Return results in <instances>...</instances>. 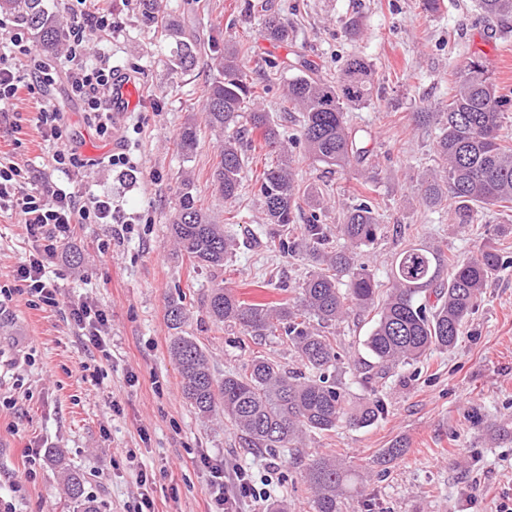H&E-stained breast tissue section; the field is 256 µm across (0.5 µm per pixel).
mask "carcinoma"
Here are the masks:
<instances>
[{
	"mask_svg": "<svg viewBox=\"0 0 512 512\" xmlns=\"http://www.w3.org/2000/svg\"><path fill=\"white\" fill-rule=\"evenodd\" d=\"M157 0H142L144 20L161 29L170 44L171 69L193 70L205 44L184 36L174 17L157 15ZM480 10L498 18L512 17V0H478ZM13 19L49 52L66 40V29L48 11L45 0H0V12ZM263 24L274 42L288 40V27L274 14ZM296 70L286 92L288 111L301 114V140L309 158L345 171L367 162L369 150L347 126L346 110L373 99V74L369 61L348 57L336 80H325L311 65L296 58L286 63ZM216 76L207 88V125L226 132L213 182L224 201L238 198L242 190L243 144L259 136L264 147L280 162L268 165L257 181L269 248L291 252L308 262L310 271L298 287L297 296L276 306L247 303L224 283L215 284L207 296L209 316L218 323L239 327L252 338L274 336L284 329L288 341L305 368L294 372L280 362L257 355L243 371L218 378L205 350L191 336H175L170 348L180 366L182 393L202 417L218 411L241 433L249 450L286 448L307 432L326 433L341 424L367 427L385 413L377 396V385L400 364L417 361L435 348L449 349L458 343L465 319L472 312L488 281L507 268L502 251L482 247L477 254L457 260L439 247L410 244L392 262V288L377 302L378 283L369 266L358 261V250L377 239L379 224L373 205L364 200L349 207L337 226L345 245L331 246L330 233L310 214L301 224L303 206L316 208L318 195L295 179L288 148L281 141L277 122L259 108L256 85L242 70L240 50L224 47L214 58ZM502 97L481 55L470 58L457 74L453 94L441 112H419L418 119L442 126L436 153L443 161L417 184L422 204L433 209L443 198L453 200L454 219L459 224L475 223L477 208L512 204V146L501 134ZM198 142L197 126L182 127L178 146L189 157ZM170 233L179 251L193 265L224 270L235 237L224 225L212 222L204 212L190 182L178 194ZM348 277L340 287V275ZM435 301H430V297ZM377 309V318L365 340L374 358L371 371L360 384L369 390L356 398L336 377L340 354L333 338L310 326L307 318L318 319L323 329L344 321L354 311ZM48 457L58 468L64 494L72 512H100L86 494L83 474L63 462L51 448ZM304 478L313 493L315 512H342L349 470L331 455L309 460Z\"/></svg>",
	"mask_w": 512,
	"mask_h": 512,
	"instance_id": "1",
	"label": "carcinoma"
}]
</instances>
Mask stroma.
Listing matches in <instances>:
<instances>
[{"label": "stroma", "mask_w": 512, "mask_h": 512, "mask_svg": "<svg viewBox=\"0 0 512 512\" xmlns=\"http://www.w3.org/2000/svg\"><path fill=\"white\" fill-rule=\"evenodd\" d=\"M110 7L121 29L108 48L135 78L141 100L125 120L140 128L131 143L137 169L130 177L106 167L88 174V186L111 196L117 221L84 225L62 247L56 284L61 299L87 296L106 311L111 355L88 346L54 308L21 304L0 314V512H68L47 459L52 448L84 473L100 512H126L142 471L152 479L155 512H205L209 473L198 462L204 452L223 458L227 470L243 467L265 482L268 500L244 504V512H269L276 502L287 512H314L303 468L322 454L355 472L344 512H512V267L487 283L454 348L395 369L379 390L386 410L377 423L309 432L272 453L242 448L223 416L201 417L184 399L166 317L168 301H181L182 333L204 347L217 376L242 370L256 352L299 365L286 337L257 345L209 317L213 274L178 255L169 231L187 179L216 221L230 213L249 232V243L238 244L224 267V284L240 299L289 300L309 270L302 258L263 245L261 204L251 188L275 155L245 149L243 190L234 202H224L215 189L224 137L204 127L203 111L210 58L228 43L246 47L245 65L264 87L259 104L288 139L298 135L300 118L282 110L291 74L278 63L298 54L329 79L350 55L372 64L373 101L347 112L348 125L366 138L376 162L369 176L306 159L298 145L291 151L299 179L325 194L319 216L328 229L358 197L373 202L382 233L359 259L380 285L388 283L393 255L410 243L440 244L459 259L489 244L512 258V233H495L498 225H512L511 210L486 207L464 228L448 208L427 209L414 192L437 164L438 134L435 124L419 123L415 115L447 104L472 56L486 59L507 98L502 133L512 139V18L485 17L477 0H443L433 15L423 12L421 0H158L160 15L179 17L186 33L211 50L184 75L170 69L168 44L143 24L137 0H111ZM263 9L285 19L287 41L266 39L258 21ZM51 99L65 112L83 156L121 148V141L101 138L84 123L64 86H56ZM39 105L22 95L10 119L0 121V142L20 140L15 159L38 183L49 174L52 152L30 121ZM190 120L201 130L186 158L177 137ZM129 213L138 222L126 231L118 220ZM31 249L13 218L0 217V284ZM374 321L373 312L361 311L335 328L342 351L337 374L357 395L371 362L363 340ZM94 366L100 369L95 379ZM396 443L403 455L379 463L380 452Z\"/></svg>", "instance_id": "stroma-1"}]
</instances>
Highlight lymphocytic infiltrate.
I'll list each match as a JSON object with an SVG mask.
<instances>
[{
    "mask_svg": "<svg viewBox=\"0 0 512 512\" xmlns=\"http://www.w3.org/2000/svg\"><path fill=\"white\" fill-rule=\"evenodd\" d=\"M87 0H75L67 27L66 55L60 63L45 59L33 46L27 31L9 19H0V113L9 114L19 92L36 97L65 80L67 92L82 110L83 120L103 138L112 135L109 103L117 68L106 50L91 52L96 33H112L119 24L111 11L89 10ZM35 125L44 140L52 143L49 168L60 180L46 179L33 186L30 170L15 161L12 153L0 154V213L14 216L34 244L20 261L12 285L0 286V314L8 304L22 301L29 307L58 306V288L46 275L54 265L62 243L71 239L77 226L110 224L114 221L112 199L105 194L81 190L80 185L93 160L79 153L64 113L51 105L40 107ZM67 320L76 335L98 350H105L109 320L91 298L70 300ZM200 464L211 476L208 512H241V499L260 498L245 469L227 475L223 460L201 454Z\"/></svg>",
    "mask_w": 512,
    "mask_h": 512,
    "instance_id": "obj_1",
    "label": "lymphocytic infiltrate"
}]
</instances>
